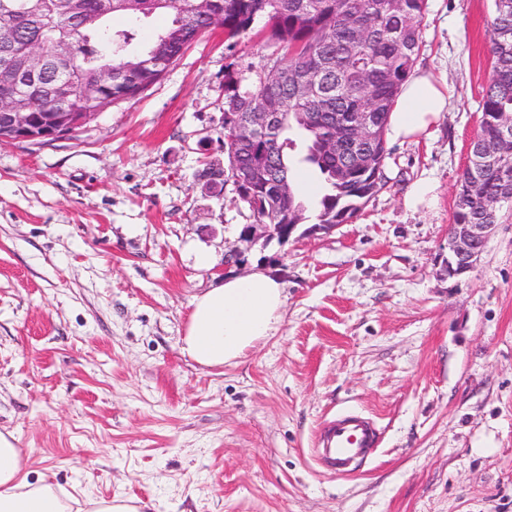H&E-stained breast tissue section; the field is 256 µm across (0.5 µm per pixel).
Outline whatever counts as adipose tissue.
Segmentation results:
<instances>
[{"label": "adipose tissue", "mask_w": 512, "mask_h": 512, "mask_svg": "<svg viewBox=\"0 0 512 512\" xmlns=\"http://www.w3.org/2000/svg\"><path fill=\"white\" fill-rule=\"evenodd\" d=\"M448 105V86L427 73L411 75L389 117L396 138L426 134ZM286 297L266 270L227 277L195 297L182 351L214 368L241 358L272 336ZM68 498L43 479H31L23 451L0 433V512H70Z\"/></svg>", "instance_id": "1"}]
</instances>
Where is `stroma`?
Here are the masks:
<instances>
[{
    "instance_id": "1",
    "label": "stroma",
    "mask_w": 512,
    "mask_h": 512,
    "mask_svg": "<svg viewBox=\"0 0 512 512\" xmlns=\"http://www.w3.org/2000/svg\"><path fill=\"white\" fill-rule=\"evenodd\" d=\"M492 9L428 0L416 67L447 83V112L388 139L384 185L348 223L246 252L235 274L271 271L286 305L221 368L182 338L252 212L233 183L218 199L194 181L224 157V71L252 87L262 33H204L76 135L0 144V432L34 476L145 512H512V215L444 275ZM422 180L434 198L409 207ZM344 410L379 440L338 474L312 448Z\"/></svg>"
}]
</instances>
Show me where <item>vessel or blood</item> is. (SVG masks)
Listing matches in <instances>:
<instances>
[{
  "mask_svg": "<svg viewBox=\"0 0 512 512\" xmlns=\"http://www.w3.org/2000/svg\"><path fill=\"white\" fill-rule=\"evenodd\" d=\"M374 421L358 413H344L326 420L317 436L314 450L317 460L326 469L350 473L377 445Z\"/></svg>",
  "mask_w": 512,
  "mask_h": 512,
  "instance_id": "1",
  "label": "vessel or blood"
}]
</instances>
